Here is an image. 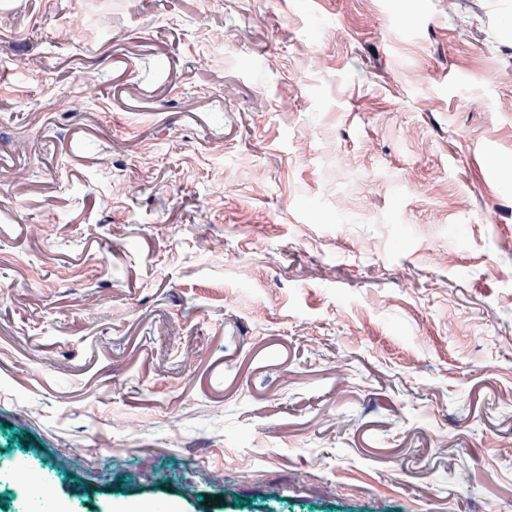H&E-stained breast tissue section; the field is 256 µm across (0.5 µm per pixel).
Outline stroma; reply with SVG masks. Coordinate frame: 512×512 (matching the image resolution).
<instances>
[{
    "label": "stroma",
    "mask_w": 512,
    "mask_h": 512,
    "mask_svg": "<svg viewBox=\"0 0 512 512\" xmlns=\"http://www.w3.org/2000/svg\"><path fill=\"white\" fill-rule=\"evenodd\" d=\"M1 11V457L73 512H512V0Z\"/></svg>",
    "instance_id": "stroma-1"
}]
</instances>
